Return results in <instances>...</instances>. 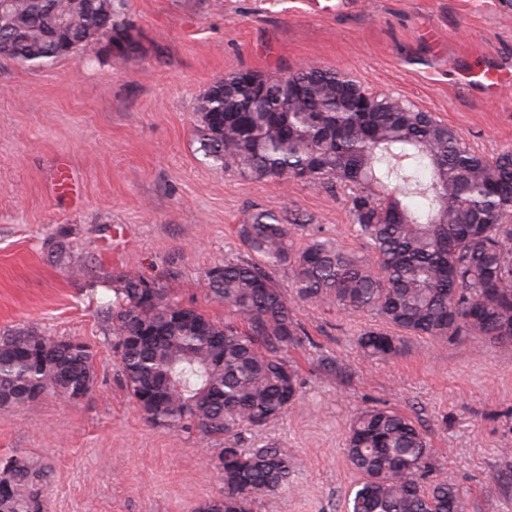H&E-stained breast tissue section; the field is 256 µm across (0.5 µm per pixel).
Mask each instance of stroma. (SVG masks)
<instances>
[{"label":"stroma","mask_w":512,"mask_h":512,"mask_svg":"<svg viewBox=\"0 0 512 512\" xmlns=\"http://www.w3.org/2000/svg\"><path fill=\"white\" fill-rule=\"evenodd\" d=\"M330 2L316 13L308 0H125L142 53L114 60L99 44L36 67L0 56V332L34 328L96 353L83 400L0 409V454L50 467L45 512H192L219 491L213 445L147 424L121 383L105 310L114 273L169 279L185 304L220 319L204 274L244 258L235 227L254 212L286 216L296 246L328 238L363 250L347 186L210 164L195 106L213 82L330 68L431 113L486 158L512 150V85L487 95L454 79L468 65L512 68V0ZM62 229L82 274L49 251ZM295 312L311 339L291 352L301 397L237 438L292 448L293 487L254 512H344L358 479L344 454L350 420L380 404L419 418L467 512H512V348L412 338L401 356L370 360L356 344L366 319L308 303ZM322 354L349 380L324 377Z\"/></svg>","instance_id":"1"}]
</instances>
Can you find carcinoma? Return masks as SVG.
Wrapping results in <instances>:
<instances>
[{
    "instance_id": "obj_1",
    "label": "carcinoma",
    "mask_w": 512,
    "mask_h": 512,
    "mask_svg": "<svg viewBox=\"0 0 512 512\" xmlns=\"http://www.w3.org/2000/svg\"><path fill=\"white\" fill-rule=\"evenodd\" d=\"M119 40L141 45L121 0H10L0 11V55L28 66ZM259 82L265 92L243 94L228 76L198 99L205 157L258 180L351 184L355 232L374 265L329 240L297 248L288 219L260 211L236 228L248 259L205 273L223 320L183 304L168 281L138 270L115 275L106 310L128 393L147 423L201 444L260 430L296 404L301 383L288 348L309 341L297 302L376 319L357 337L371 358L401 355L410 336L467 342L476 352L512 346V151L489 161L392 96L350 112L342 99L359 86L333 69ZM280 102L286 135L270 120ZM416 198L421 204L410 205ZM51 252L82 271L64 241ZM280 266L291 270V299L270 275ZM94 374L87 346L33 328L0 333V408L35 410L77 383L89 391ZM345 453L360 475L346 512H466L463 491L409 414L386 405L357 413ZM210 464L221 486L194 512H252L257 499L290 487L294 472L292 450L279 444L227 443ZM0 475L11 483L0 512H43L50 473L41 460L1 454Z\"/></svg>"
}]
</instances>
